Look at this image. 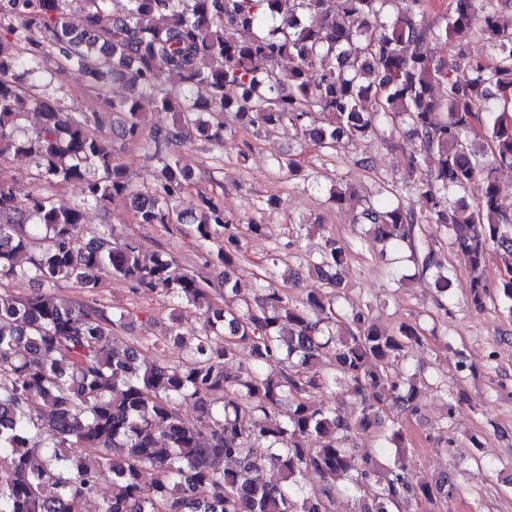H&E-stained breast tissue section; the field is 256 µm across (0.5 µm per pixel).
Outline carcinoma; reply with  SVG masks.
<instances>
[{
	"label": "carcinoma",
	"mask_w": 512,
	"mask_h": 512,
	"mask_svg": "<svg viewBox=\"0 0 512 512\" xmlns=\"http://www.w3.org/2000/svg\"><path fill=\"white\" fill-rule=\"evenodd\" d=\"M115 2L0 0V163L29 156L41 184L22 197L0 180V512H83L107 479L99 512H334L345 494L356 512H410L413 503L452 498L449 478L431 485L405 453L388 456L402 447L403 419L421 410L417 379L393 376L389 366L421 344L425 329L382 327L370 302L350 318L341 313L347 251L339 238L326 236L312 259L326 293L294 301L256 282L245 296L236 275L243 240L219 200L198 195L196 239L224 265V296L238 301L224 307L208 279L181 270L171 254H146L109 229L84 234L82 212L59 205L53 191L80 182L90 200L128 199L136 223L167 227L182 223L175 202L190 180L176 147L194 137L222 142L228 114L288 123L320 149L365 139L397 117L419 143L409 177L423 206L381 188L358 223L371 239L406 248L442 296L445 265L417 228H443L468 257L471 305L482 311L493 299L490 250L512 259V213L498 201L500 178L512 176V27L499 16L512 0H448L434 24L423 0H405L394 15L386 12L392 0H293L286 18L282 0H122L119 12ZM73 7L79 27L67 22ZM450 38V64L421 51ZM472 38L494 54L470 57L464 43ZM286 57L293 66L285 71ZM72 66L100 93L109 76L129 86L106 104L124 137L151 153L153 181L130 182L97 113L57 108L56 81ZM461 68L472 72L464 83L453 77ZM437 85L444 96L433 94ZM228 86L236 97L225 95ZM146 95L175 121L146 128ZM31 112L35 133L20 138ZM315 112L326 119L312 120ZM478 178L475 204L452 199ZM354 197L341 182L330 189L338 207ZM507 271L494 288L512 312V262ZM105 276L200 311L198 334L184 335L174 321L151 341L179 347L184 360L146 362L139 345L115 336L124 315L95 298ZM33 280L49 289L73 281L86 299L60 304L39 290L15 292ZM234 358L231 374L225 363ZM336 386L352 399L348 416L310 402ZM187 401L201 425L181 417ZM358 433L372 436L374 451L356 455ZM260 445L267 452L257 456ZM309 472L322 480L310 494L302 485Z\"/></svg>",
	"instance_id": "obj_1"
}]
</instances>
